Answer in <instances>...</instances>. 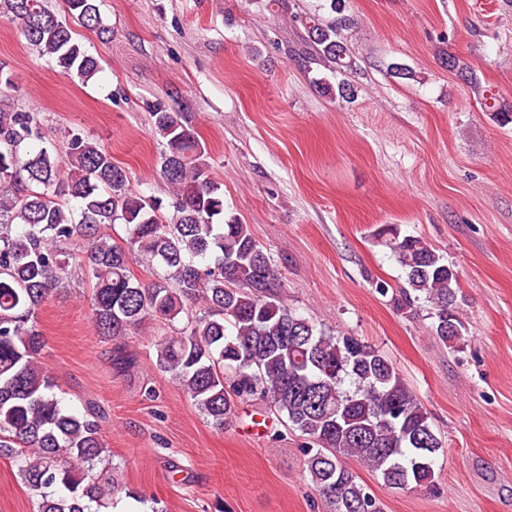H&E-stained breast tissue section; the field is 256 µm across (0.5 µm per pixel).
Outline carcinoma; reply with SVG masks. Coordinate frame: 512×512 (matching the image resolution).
<instances>
[{"label":"carcinoma","instance_id":"carcinoma-1","mask_svg":"<svg viewBox=\"0 0 512 512\" xmlns=\"http://www.w3.org/2000/svg\"><path fill=\"white\" fill-rule=\"evenodd\" d=\"M270 2L303 27L297 52L304 67L340 75L355 68V51L341 35L353 23L346 0H329L328 19L300 15L294 0ZM65 4L85 29L112 35L99 0ZM0 18L61 73L88 81L99 72V61L45 0H0ZM440 60L479 85L458 57L442 51ZM146 109L161 146L156 174L170 192L167 202L133 188L128 171L93 139L71 132L60 150L38 113L0 110V455L18 463L37 512H88V502L118 489L94 474L106 452L98 414L62 407L32 324L46 300L66 290L62 245L78 238L87 249L74 261L93 281L90 320L115 343L114 360L131 364L124 339L145 322L171 325L186 315L182 327L152 340L156 367L218 429L235 417L237 399L257 397L284 416L308 440L306 470L328 512H382L348 458L391 488L432 483L443 442L392 360L354 336L317 327L284 300L267 248L248 225L224 216V190L205 142L165 102ZM114 224L125 228L123 246L104 233ZM377 236L405 274L398 306L424 300L434 335L460 347L466 298L455 266L397 224ZM134 260L151 266V283L134 277Z\"/></svg>","mask_w":512,"mask_h":512}]
</instances>
